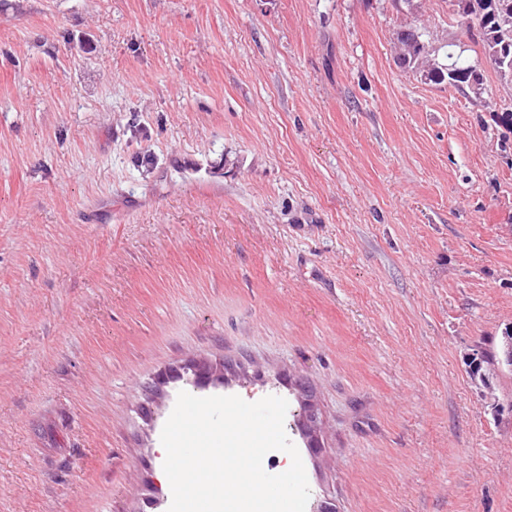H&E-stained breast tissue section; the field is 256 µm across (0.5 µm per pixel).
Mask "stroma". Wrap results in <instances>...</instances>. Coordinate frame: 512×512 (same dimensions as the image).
I'll return each instance as SVG.
<instances>
[{
    "instance_id": "stroma-1",
    "label": "stroma",
    "mask_w": 512,
    "mask_h": 512,
    "mask_svg": "<svg viewBox=\"0 0 512 512\" xmlns=\"http://www.w3.org/2000/svg\"><path fill=\"white\" fill-rule=\"evenodd\" d=\"M497 112L448 0H0V512H163L200 388L287 392L308 512H512V374L467 373L512 325ZM423 35L408 27L396 33V40L401 52L396 58V65L403 70L421 73L424 80L433 84H446L448 87L465 90L475 96L484 93V82L476 66L461 58V55L448 51L447 63L429 59L431 55ZM512 337V326L506 327L505 331L503 332V337H501L499 342L490 341L488 343H484V346H479V349L481 350V355L479 358V361L476 359H473L469 361V376L471 380H479L480 383H482L483 386H487L486 379L489 378V376H486L483 369L484 364H489L497 360V358L500 356V348L502 344V340L505 337ZM479 349H474L473 352L470 354V358L473 356H476L480 353Z\"/></svg>"
}]
</instances>
